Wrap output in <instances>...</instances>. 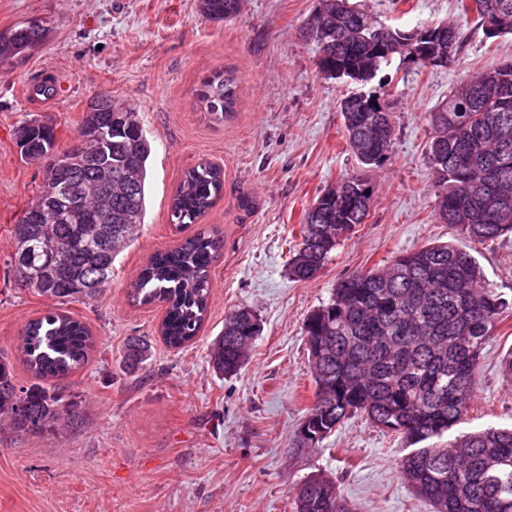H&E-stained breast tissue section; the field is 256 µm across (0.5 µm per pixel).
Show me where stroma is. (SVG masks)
Returning <instances> with one entry per match:
<instances>
[{"label":"stroma","mask_w":512,"mask_h":512,"mask_svg":"<svg viewBox=\"0 0 512 512\" xmlns=\"http://www.w3.org/2000/svg\"><path fill=\"white\" fill-rule=\"evenodd\" d=\"M362 2L386 23H458V60L393 75L385 100L395 143L387 165L366 173L370 213L317 279L297 282L287 264L305 211L359 168L340 112L359 86L325 77L314 45L300 36L318 0H241L220 22L204 18L197 0H0V30L36 19L50 28L38 50L0 66V360L17 386L34 384L20 336L58 307L95 339L87 363L65 382L77 424L43 435L0 425V512H293L292 489L313 475L335 481L355 512H429L400 473L402 439L365 418L346 420L319 445L298 446L315 391L303 324L343 278L429 244L464 245L436 214L427 114L461 82L512 62V36L487 37L457 0ZM41 68L71 89L46 109L23 93ZM218 71L236 82L234 108L220 121L198 98ZM99 94L135 109L152 142L145 216L102 297L62 305L13 283L10 229L44 183L42 169L22 161L15 131L48 117L68 146ZM206 162L224 171L223 197L198 225L177 230L171 199L185 171ZM200 229L223 237L208 315L194 342L172 349L159 335L163 306L132 305L127 292L154 252ZM476 258L486 281L512 301V239L480 246ZM241 307L261 331L244 366L227 377L213 368L211 344ZM131 336L152 341L149 362L133 374L122 367ZM510 351L512 312L484 350L476 395L453 434L512 425V379L500 369Z\"/></svg>","instance_id":"stroma-1"}]
</instances>
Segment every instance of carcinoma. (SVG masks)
I'll return each mask as SVG.
<instances>
[{"mask_svg":"<svg viewBox=\"0 0 512 512\" xmlns=\"http://www.w3.org/2000/svg\"><path fill=\"white\" fill-rule=\"evenodd\" d=\"M499 35L512 34V0H485ZM240 0H198L202 15L223 20ZM49 27L33 21L0 31V65L43 44ZM312 42L319 71L362 85L384 72L431 66V38L452 45L457 61L458 25L447 22L410 30L385 25L350 0H319L301 32ZM512 85V70H484L459 84L428 113L432 137L428 162L438 188L437 215L473 245L512 237V95L509 104L493 88ZM211 115L224 118L235 101V81L222 72L206 79L199 93ZM373 92L340 101L346 144L364 169L384 166L392 156L395 126ZM24 162L40 165L46 177L35 203L12 225L15 282L59 302L93 299L112 281V264L132 240L145 214V184L152 147L136 113L84 111L77 138L58 148L55 126L43 120L16 132ZM84 183L83 203L68 206L63 186ZM222 169L200 165L187 171L170 206V223L181 230L197 223L221 196ZM373 188L354 173L327 189L305 212L300 242L288 275L315 279L330 254L364 223ZM220 238L199 232L175 248L157 252L128 292L138 305L159 303L165 314L159 334L170 348L193 341L209 302V270ZM508 302L483 280L471 250L453 243L430 244L397 256L384 268L340 280L331 300L304 322L316 398L308 407L310 431L331 435L353 416L376 428L385 424L414 445L399 467L416 496L433 512H512V428L442 438L460 423L476 389L475 372L494 337ZM255 314L238 309L224 319L214 343V368L237 374L246 362L244 339L257 337ZM93 336L82 321L48 312L30 321L21 336V356L38 379L53 382L21 389L0 363V416L19 432L48 433L58 421L77 423L63 403L59 382L88 359ZM150 343L127 340L122 361L128 372L143 368ZM438 439L427 447L417 444ZM294 512H353L336 483L311 476L293 491Z\"/></svg>","mask_w":512,"mask_h":512,"instance_id":"cac0c4a2","label":"carcinoma"}]
</instances>
